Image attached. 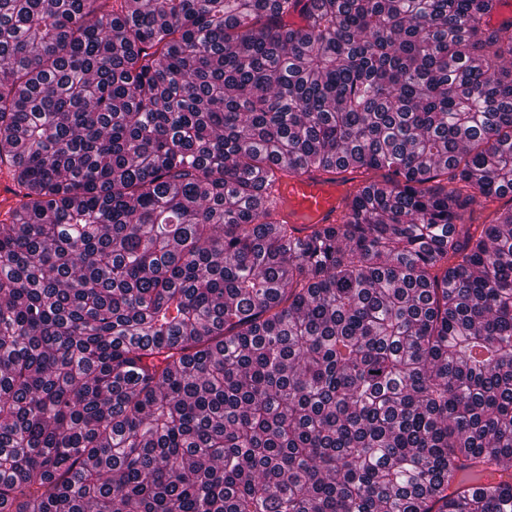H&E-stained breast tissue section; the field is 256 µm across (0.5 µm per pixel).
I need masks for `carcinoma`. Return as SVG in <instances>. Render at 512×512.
<instances>
[{
	"instance_id": "carcinoma-1",
	"label": "carcinoma",
	"mask_w": 512,
	"mask_h": 512,
	"mask_svg": "<svg viewBox=\"0 0 512 512\" xmlns=\"http://www.w3.org/2000/svg\"><path fill=\"white\" fill-rule=\"evenodd\" d=\"M130 2L0 0V512H512L500 0ZM347 182L341 183L340 178ZM365 181L360 172L337 176L332 170H310L285 176L277 185L280 218L289 224H336L344 210L343 199Z\"/></svg>"
}]
</instances>
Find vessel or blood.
<instances>
[{
  "mask_svg": "<svg viewBox=\"0 0 512 512\" xmlns=\"http://www.w3.org/2000/svg\"><path fill=\"white\" fill-rule=\"evenodd\" d=\"M364 181L363 173L349 174L342 181L331 170L286 176L277 185V210L281 219L291 224H334L344 210L346 194Z\"/></svg>",
  "mask_w": 512,
  "mask_h": 512,
  "instance_id": "vessel-or-blood-1",
  "label": "vessel or blood"
}]
</instances>
